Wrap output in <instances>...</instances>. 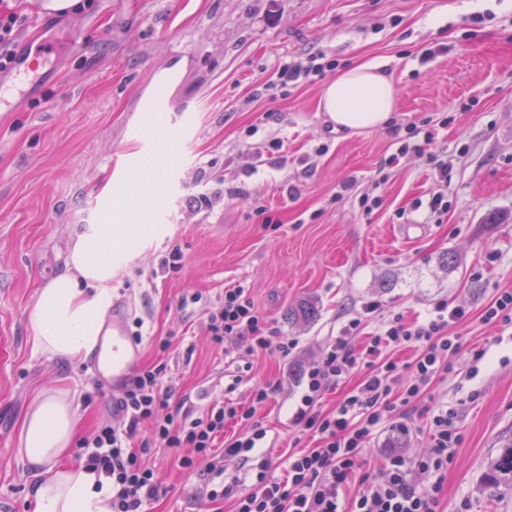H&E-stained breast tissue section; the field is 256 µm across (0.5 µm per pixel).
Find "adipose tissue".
I'll return each mask as SVG.
<instances>
[{"mask_svg": "<svg viewBox=\"0 0 512 512\" xmlns=\"http://www.w3.org/2000/svg\"><path fill=\"white\" fill-rule=\"evenodd\" d=\"M396 99L394 83L366 63L325 84L320 108L336 130L355 132L384 127ZM159 188L155 172L141 173L120 198H105L98 223L77 233L65 271L38 288L28 310L39 351L79 361L98 346L112 305L113 270L123 259L120 245L146 229L142 223H113L112 214L140 213L142 200L158 196ZM76 430V411L64 393L42 396L28 412L18 455L32 478L29 512H112L111 482L68 458Z\"/></svg>", "mask_w": 512, "mask_h": 512, "instance_id": "ef3b65f1", "label": "adipose tissue"}]
</instances>
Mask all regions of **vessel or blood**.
Returning a JSON list of instances; mask_svg holds the SVG:
<instances>
[{"label": "vessel or blood", "instance_id": "1", "mask_svg": "<svg viewBox=\"0 0 512 512\" xmlns=\"http://www.w3.org/2000/svg\"><path fill=\"white\" fill-rule=\"evenodd\" d=\"M43 51H27L24 58L12 66V77L9 82L0 81V112L12 111L16 102L22 99L34 86L38 72L46 60ZM178 80L176 72L170 71L159 76L150 94L141 102L145 125L139 133L149 149L165 145L169 153H176L177 136H163L162 131L169 124L167 112L168 100L163 92L164 87L173 85ZM141 351L137 343L128 336L127 309L119 305L113 307L108 324V331L99 344V351L93 363L95 380L112 392L121 395L124 384L138 365Z\"/></svg>", "mask_w": 512, "mask_h": 512}]
</instances>
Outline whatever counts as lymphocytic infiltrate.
I'll use <instances>...</instances> for the list:
<instances>
[{"label": "lymphocytic infiltrate", "mask_w": 512, "mask_h": 512, "mask_svg": "<svg viewBox=\"0 0 512 512\" xmlns=\"http://www.w3.org/2000/svg\"><path fill=\"white\" fill-rule=\"evenodd\" d=\"M464 310L440 299L430 317L418 325L401 317L384 321L377 334L363 347L349 339L362 319L353 317L346 333L337 336L302 373L303 393L291 416L294 430L317 436V447L290 454L285 478L274 476L268 461L254 462L267 432L255 419L271 386H255L249 403L225 401L196 415L185 401H174L171 388L162 384L165 364L137 372L127 382L119 401L121 423L101 426L89 440L85 457L87 469L112 481V512H139L144 502L156 498L159 484L154 471L143 458L151 445L180 448L183 469H194L197 457L209 458L210 466L199 486L200 498L216 502L232 500L233 512H436V489L417 490L411 475L424 471L441 475L448 467V450L458 440L454 410H434L429 429L433 439L431 453L421 459L392 455L382 478L362 470V457L373 436L393 421L401 408L417 405L437 376L449 369V356L458 354L462 336L449 335L450 326L465 318ZM207 329L212 342L223 346L246 336L250 352L276 349L289 356L296 343L277 336L259 312L243 286L225 289L223 300L208 308ZM411 348L415 358L407 366L387 357V349ZM360 376L361 381L336 408L324 411L320 400L326 390ZM406 379L403 392L393 385ZM234 419L246 423L244 432L225 437L224 423ZM152 424V439L137 442L138 426ZM238 459L252 463L253 483L247 493H239L237 477H225L224 462ZM362 485L352 498H344L352 481Z\"/></svg>", "instance_id": "1"}]
</instances>
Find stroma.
<instances>
[{"label":"stroma","mask_w":512,"mask_h":512,"mask_svg":"<svg viewBox=\"0 0 512 512\" xmlns=\"http://www.w3.org/2000/svg\"><path fill=\"white\" fill-rule=\"evenodd\" d=\"M5 10L18 16L17 52L40 41L61 49L34 93L0 112V512H26L31 478L19 438L40 393L59 389L72 400L80 442L120 420L91 377V358L37 351L26 316L37 289L64 271L76 233L96 223L99 195L126 186L128 163L144 151L140 94L171 65L180 72L170 107L180 157L166 164L149 217L157 235L127 240L112 275V296L128 305L129 332L140 339V368L166 363L163 385L199 412L274 385L256 419L279 475L289 452L315 445L290 424L306 363L364 304L379 309L352 332L357 345L381 321H420L447 300L467 312L463 346L420 399L460 410L437 512H512V489L485 481L488 460L512 440V328L480 318L494 295L512 291V0H89L64 13L39 0H0ZM319 52L340 68L372 62L392 77L390 125L334 131L319 110L325 78L279 85L281 61ZM424 119L435 129L432 145L399 153L394 125ZM273 138L287 147L281 160L254 155ZM436 154L450 164L447 182ZM380 168L387 180L376 187ZM202 170L223 180L224 201L192 214L183 202ZM436 194L445 202L438 211L429 207ZM365 195L374 206H363ZM405 224L425 230L405 237ZM175 247L182 268L152 277ZM237 284L296 341L290 357L260 351L241 372L237 350L247 339L229 350L212 344L205 312ZM306 300L319 308L316 321L290 319ZM398 421L406 434L376 436L364 471L380 475L394 448L428 451L425 418ZM178 454L151 448L159 494L143 512H229L230 503L197 497L207 458L188 473Z\"/></svg>","instance_id":"35a3bbf8"}]
</instances>
